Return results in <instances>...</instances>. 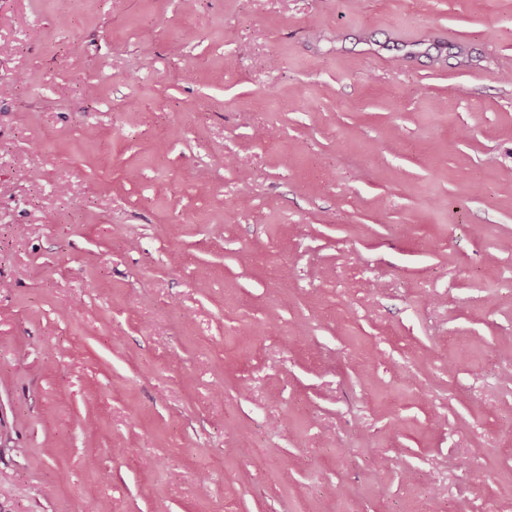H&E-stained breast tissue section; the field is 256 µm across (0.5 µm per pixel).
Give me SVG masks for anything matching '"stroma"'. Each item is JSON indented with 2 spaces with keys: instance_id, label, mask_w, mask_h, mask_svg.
<instances>
[{
  "instance_id": "35a3bbf8",
  "label": "stroma",
  "mask_w": 512,
  "mask_h": 512,
  "mask_svg": "<svg viewBox=\"0 0 512 512\" xmlns=\"http://www.w3.org/2000/svg\"><path fill=\"white\" fill-rule=\"evenodd\" d=\"M512 512V0H0V512Z\"/></svg>"
}]
</instances>
